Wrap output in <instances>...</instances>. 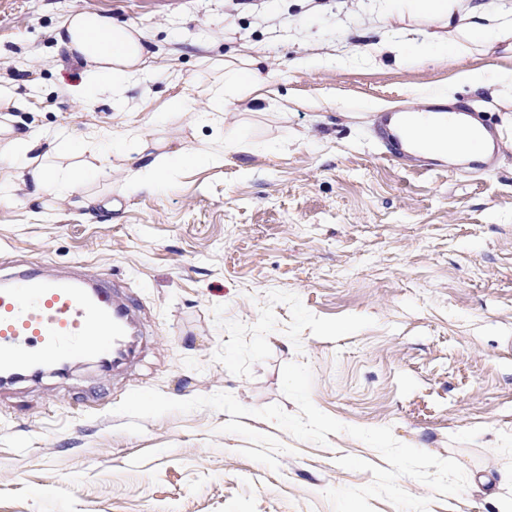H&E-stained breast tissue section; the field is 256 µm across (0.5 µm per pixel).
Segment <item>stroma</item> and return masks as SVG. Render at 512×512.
<instances>
[{"mask_svg":"<svg viewBox=\"0 0 512 512\" xmlns=\"http://www.w3.org/2000/svg\"><path fill=\"white\" fill-rule=\"evenodd\" d=\"M410 0H0V128L105 130L112 166L81 188L0 201V275L86 271L124 293L147 340L129 365L81 359L0 389V512H333L324 492L384 466L348 434L317 445L274 422L211 409L123 432L133 390L297 404L284 364H308L315 406L347 425L457 460L468 487L427 512H512V93H469L462 73L512 72V39L439 54ZM76 11L136 25L152 67L120 96H72L81 64L55 39ZM264 57L267 95L206 113L211 64ZM453 96L503 137L498 163L389 159L378 112ZM182 99L181 109L171 106ZM138 127L147 152L233 149L156 185L128 187Z\"/></svg>","mask_w":512,"mask_h":512,"instance_id":"1","label":"stroma"}]
</instances>
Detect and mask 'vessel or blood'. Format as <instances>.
I'll list each match as a JSON object with an SVG mask.
<instances>
[{"mask_svg":"<svg viewBox=\"0 0 512 512\" xmlns=\"http://www.w3.org/2000/svg\"><path fill=\"white\" fill-rule=\"evenodd\" d=\"M413 110L382 113L377 136L415 122ZM134 314L100 277L20 270L0 277V376L33 378L45 360L119 361L129 352Z\"/></svg>","mask_w":512,"mask_h":512,"instance_id":"obj_1","label":"vessel or blood"}]
</instances>
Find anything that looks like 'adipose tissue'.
Returning a JSON list of instances; mask_svg holds the SVG:
<instances>
[{
	"label": "adipose tissue",
	"instance_id": "ef3b65f1",
	"mask_svg": "<svg viewBox=\"0 0 512 512\" xmlns=\"http://www.w3.org/2000/svg\"><path fill=\"white\" fill-rule=\"evenodd\" d=\"M57 39L84 63L81 81L70 88L78 97L89 99L105 89L121 91L150 65L151 53L140 29L113 22L111 17L96 12L79 11L67 16L58 28ZM452 119V114L441 113L418 126L402 128L397 136L408 147L437 158H479L482 144L465 142L462 130L453 127ZM196 159V154L183 150L137 154L130 186L135 190L151 187L161 175L193 164ZM85 179L84 168L48 165L42 140L28 133L13 132L0 143V190L22 182L29 188L28 203L42 202L53 192L74 190Z\"/></svg>",
	"mask_w": 512,
	"mask_h": 512
}]
</instances>
